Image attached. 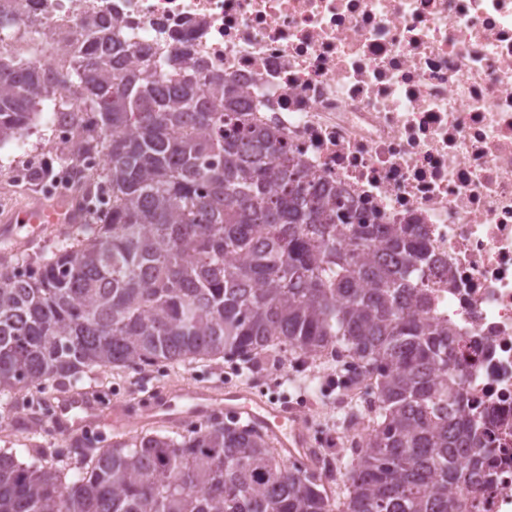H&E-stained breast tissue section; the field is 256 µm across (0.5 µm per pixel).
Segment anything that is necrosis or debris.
Listing matches in <instances>:
<instances>
[{
  "label": "necrosis or debris",
  "mask_w": 512,
  "mask_h": 512,
  "mask_svg": "<svg viewBox=\"0 0 512 512\" xmlns=\"http://www.w3.org/2000/svg\"><path fill=\"white\" fill-rule=\"evenodd\" d=\"M107 16L158 61L188 51L242 90L315 181L381 224H414L431 259L433 317L458 329L466 394L494 422L496 483L481 512H512V0H28L0 49L69 62L73 34ZM48 198L109 209L102 158L54 124Z\"/></svg>",
  "instance_id": "necrosis-or-debris-1"
}]
</instances>
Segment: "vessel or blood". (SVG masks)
<instances>
[{"instance_id": "b4317fda", "label": "vessel or blood", "mask_w": 512, "mask_h": 512, "mask_svg": "<svg viewBox=\"0 0 512 512\" xmlns=\"http://www.w3.org/2000/svg\"><path fill=\"white\" fill-rule=\"evenodd\" d=\"M84 215L68 201L34 198L12 212L0 213V236H13L16 225H29L34 233H41L48 224H80ZM224 416L234 420L246 419L250 426L264 430L274 438L279 449L292 458H311V443L305 422L288 405L268 402L250 391L234 385L220 390L184 386L168 390L154 404L152 411L141 417L144 425L170 424L210 417ZM90 422L124 425L120 410L105 413L86 396L61 399L55 425L67 432Z\"/></svg>"}]
</instances>
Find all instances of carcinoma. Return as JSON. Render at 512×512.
<instances>
[{
    "mask_svg": "<svg viewBox=\"0 0 512 512\" xmlns=\"http://www.w3.org/2000/svg\"><path fill=\"white\" fill-rule=\"evenodd\" d=\"M186 53L163 72L100 17L58 75L0 53V142L43 102L99 153L112 211L50 250L0 257V393L95 369L297 356L340 345L376 377L372 430L342 494L264 432L208 420L88 456L0 448V512H473L496 438L468 405L460 337L429 315L428 254L407 228L319 188L242 91ZM83 91L79 106L65 88Z\"/></svg>",
    "mask_w": 512,
    "mask_h": 512,
    "instance_id": "1",
    "label": "carcinoma"
}]
</instances>
